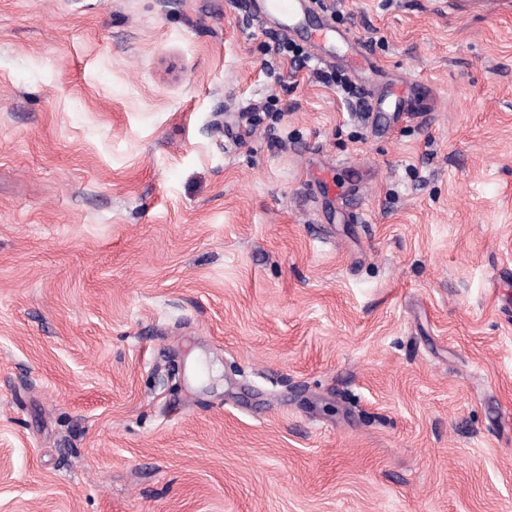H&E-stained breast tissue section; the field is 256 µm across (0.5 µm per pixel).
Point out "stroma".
<instances>
[{
	"label": "stroma",
	"mask_w": 512,
	"mask_h": 512,
	"mask_svg": "<svg viewBox=\"0 0 512 512\" xmlns=\"http://www.w3.org/2000/svg\"><path fill=\"white\" fill-rule=\"evenodd\" d=\"M321 9L0 0V512H512V0ZM259 16L277 24L286 34L306 32L313 45V55L322 56V49L330 60L351 58L352 65L373 71L374 63L367 59L360 42L349 30L339 29L326 20L313 23V2L309 0H254Z\"/></svg>",
	"instance_id": "1"
}]
</instances>
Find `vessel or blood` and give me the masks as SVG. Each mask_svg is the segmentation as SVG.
<instances>
[{
    "mask_svg": "<svg viewBox=\"0 0 512 512\" xmlns=\"http://www.w3.org/2000/svg\"><path fill=\"white\" fill-rule=\"evenodd\" d=\"M259 16L277 24L285 33H307L314 55L328 54L330 59L351 58L353 65L372 68L360 42L351 31L339 29L327 21L312 22V0H254Z\"/></svg>",
    "mask_w": 512,
    "mask_h": 512,
    "instance_id": "1",
    "label": "vessel or blood"
}]
</instances>
